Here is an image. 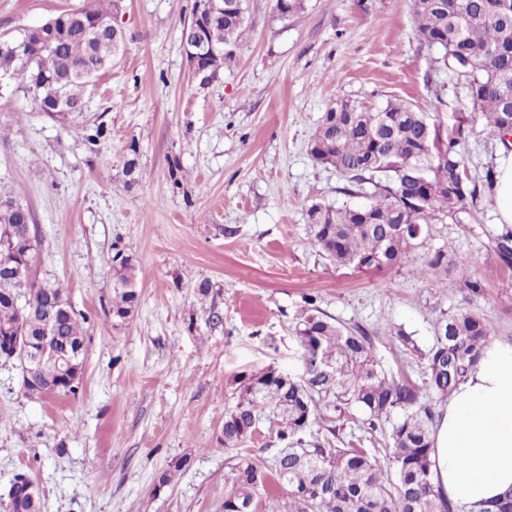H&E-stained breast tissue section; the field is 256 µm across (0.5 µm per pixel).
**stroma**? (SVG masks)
<instances>
[{
    "mask_svg": "<svg viewBox=\"0 0 512 512\" xmlns=\"http://www.w3.org/2000/svg\"><path fill=\"white\" fill-rule=\"evenodd\" d=\"M91 2L0 0V36ZM194 2L122 0L125 49L88 85L82 111L41 112L0 89V191L32 209L36 276L65 285L87 336L68 396L29 395L19 362L0 361V512L20 473L43 512H223L224 413L241 376L301 375L304 295L367 329L381 368L416 384L424 362L393 347L390 326L425 349L437 320L465 307L512 341V261L494 251L507 227L484 180L503 146L472 122L467 89L421 39L413 0H302L288 17L276 0H247L235 59L207 82L181 43ZM347 99L405 100L442 131L464 130L478 196L459 218L433 220L430 238L392 267L338 265L313 240L312 205L354 201L309 151L323 113ZM99 126L102 138L85 140ZM439 247L447 263L419 276ZM118 249L138 269L139 301L116 326L103 258ZM465 273L483 282L481 296L461 288ZM313 428L335 429L347 448H386L353 405ZM182 455L190 470L156 491Z\"/></svg>",
    "mask_w": 512,
    "mask_h": 512,
    "instance_id": "35a3bbf8",
    "label": "stroma"
}]
</instances>
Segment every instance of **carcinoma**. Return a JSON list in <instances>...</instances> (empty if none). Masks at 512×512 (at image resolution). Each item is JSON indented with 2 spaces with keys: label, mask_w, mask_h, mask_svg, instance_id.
I'll use <instances>...</instances> for the list:
<instances>
[{
  "label": "carcinoma",
  "mask_w": 512,
  "mask_h": 512,
  "mask_svg": "<svg viewBox=\"0 0 512 512\" xmlns=\"http://www.w3.org/2000/svg\"><path fill=\"white\" fill-rule=\"evenodd\" d=\"M115 0L90 6L103 29L86 25L84 9L58 15L54 31L40 25L23 33L25 61L0 53V71L10 72L17 91L39 108L83 110L84 87L107 69L114 40ZM423 40L443 51L442 61L464 78L472 119L490 135L512 129V0H415ZM245 19L227 16L210 26L208 39L224 49L216 71L233 61ZM310 154L346 177L368 202L333 209H309L316 245L340 265L381 269L399 263L416 242L430 236L437 214H455L477 193L465 175L461 134L441 136L425 113L404 101L375 106L345 100L324 112ZM32 217L14 197L0 193V331L35 339L45 334L44 317L53 314V333L84 348L85 331L64 285L33 275L13 277L5 266L34 267ZM112 265V319L127 320L139 300L136 266L127 256ZM313 294L305 297L296 324L304 371L290 377L274 369L241 378L238 400L224 414V453L229 473L224 512H453L451 502L431 481L434 403L445 399L478 364L493 332L467 308L444 317L434 340L422 351L402 330L393 342L406 355L425 360L421 384L388 376L373 352L370 334L348 329L323 315ZM333 367L327 373L324 367ZM76 393L56 367L36 362L23 373L24 389L44 395ZM356 404L368 429L387 428L383 457L364 448L333 447L327 439L305 440L320 406ZM266 419L281 445L270 459L252 456L244 444ZM191 457L171 459L157 478V489L187 470ZM281 493L262 495L268 476Z\"/></svg>",
  "instance_id": "1"
}]
</instances>
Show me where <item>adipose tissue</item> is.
<instances>
[{
    "instance_id": "obj_1",
    "label": "adipose tissue",
    "mask_w": 512,
    "mask_h": 512,
    "mask_svg": "<svg viewBox=\"0 0 512 512\" xmlns=\"http://www.w3.org/2000/svg\"><path fill=\"white\" fill-rule=\"evenodd\" d=\"M431 478L460 512L512 492V342L493 341L434 427Z\"/></svg>"
}]
</instances>
